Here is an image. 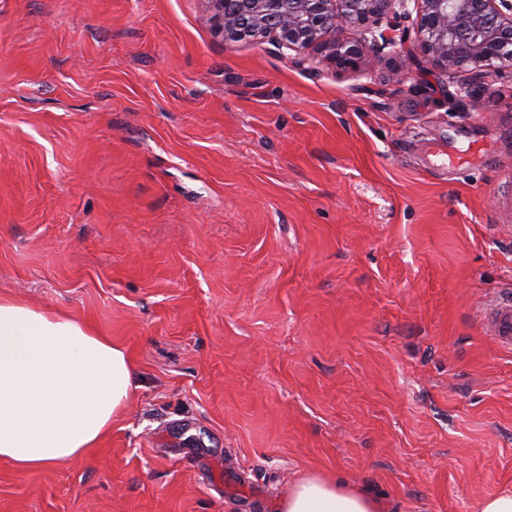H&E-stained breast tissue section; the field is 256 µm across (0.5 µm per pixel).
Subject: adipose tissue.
Returning a JSON list of instances; mask_svg holds the SVG:
<instances>
[{"label":"adipose tissue","instance_id":"1","mask_svg":"<svg viewBox=\"0 0 512 512\" xmlns=\"http://www.w3.org/2000/svg\"><path fill=\"white\" fill-rule=\"evenodd\" d=\"M134 389L121 347L67 314L0 300V459L38 470L83 455ZM340 481L299 478L278 512H380Z\"/></svg>","mask_w":512,"mask_h":512}]
</instances>
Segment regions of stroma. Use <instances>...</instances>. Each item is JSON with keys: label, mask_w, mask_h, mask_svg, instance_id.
<instances>
[{"label": "stroma", "mask_w": 512, "mask_h": 512, "mask_svg": "<svg viewBox=\"0 0 512 512\" xmlns=\"http://www.w3.org/2000/svg\"><path fill=\"white\" fill-rule=\"evenodd\" d=\"M204 0H0V298L122 345L83 458L0 460V512H278L300 475L387 512L512 490V70L226 41ZM444 145L447 166L429 162ZM483 318L498 344L504 349L512 350V301L510 297L489 303L483 311Z\"/></svg>", "instance_id": "35a3bbf8"}]
</instances>
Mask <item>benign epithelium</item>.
Returning <instances> with one entry per match:
<instances>
[{"label":"benign epithelium","instance_id":"obj_1","mask_svg":"<svg viewBox=\"0 0 512 512\" xmlns=\"http://www.w3.org/2000/svg\"><path fill=\"white\" fill-rule=\"evenodd\" d=\"M214 33L228 40H268L279 51L310 46L340 70H369L383 54L414 57L396 36L408 0H206ZM416 49L446 72L461 73V105L475 89L512 69V0H415Z\"/></svg>","mask_w":512,"mask_h":512}]
</instances>
